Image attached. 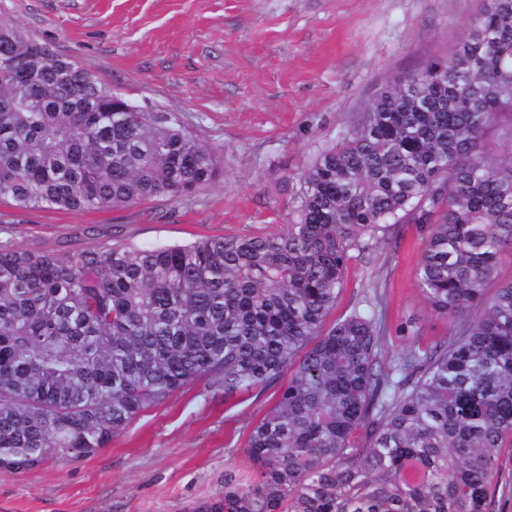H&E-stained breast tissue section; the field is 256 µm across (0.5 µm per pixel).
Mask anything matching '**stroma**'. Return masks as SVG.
<instances>
[{
    "label": "stroma",
    "instance_id": "35a3bbf8",
    "mask_svg": "<svg viewBox=\"0 0 512 512\" xmlns=\"http://www.w3.org/2000/svg\"><path fill=\"white\" fill-rule=\"evenodd\" d=\"M479 0H0V21L52 41L132 102L180 113L222 151L224 175L188 202L18 213L0 241L28 251L284 234L294 176L396 74L447 54ZM425 228L403 224L353 262L330 319L375 308L385 357L454 332L417 285ZM225 400L203 379L149 408L106 447L0 469V512H193L248 469L249 435L281 385Z\"/></svg>",
    "mask_w": 512,
    "mask_h": 512
}]
</instances>
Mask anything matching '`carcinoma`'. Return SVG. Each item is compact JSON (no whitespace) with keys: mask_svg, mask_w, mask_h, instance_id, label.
Wrapping results in <instances>:
<instances>
[{"mask_svg":"<svg viewBox=\"0 0 512 512\" xmlns=\"http://www.w3.org/2000/svg\"><path fill=\"white\" fill-rule=\"evenodd\" d=\"M0 22V201L25 212L189 201L224 170L177 112ZM287 233L30 252L0 243V468L105 447L204 377L230 399L290 371L252 474L194 512H490L512 448V0H482L443 58L381 84L296 173ZM400 224L451 344L383 363L378 318H326ZM364 431L368 447L355 444Z\"/></svg>","mask_w":512,"mask_h":512,"instance_id":"obj_1","label":"carcinoma"}]
</instances>
